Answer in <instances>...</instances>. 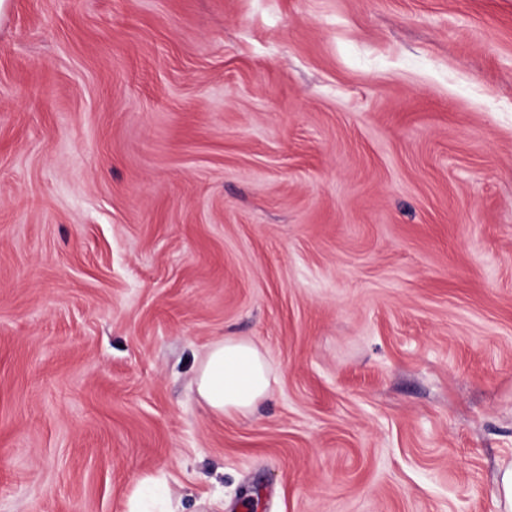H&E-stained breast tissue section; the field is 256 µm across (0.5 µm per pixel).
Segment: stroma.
I'll return each mask as SVG.
<instances>
[{
  "label": "stroma",
  "instance_id": "1",
  "mask_svg": "<svg viewBox=\"0 0 512 512\" xmlns=\"http://www.w3.org/2000/svg\"><path fill=\"white\" fill-rule=\"evenodd\" d=\"M10 3L0 512H499L512 0ZM272 364L251 340L224 336L216 340L198 365V397L216 417L248 416L272 391ZM152 482H163L154 477H145L131 494L127 501V512H179L178 504L173 500L170 494L162 495L158 500H153L148 503L143 499L141 494V487ZM150 504H159L160 508L156 510H148Z\"/></svg>",
  "mask_w": 512,
  "mask_h": 512
}]
</instances>
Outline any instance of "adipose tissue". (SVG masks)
Listing matches in <instances>:
<instances>
[{"label": "adipose tissue", "instance_id": "obj_1", "mask_svg": "<svg viewBox=\"0 0 512 512\" xmlns=\"http://www.w3.org/2000/svg\"><path fill=\"white\" fill-rule=\"evenodd\" d=\"M275 380L270 360L254 342L226 336L199 363L195 386L214 416H248L269 396Z\"/></svg>", "mask_w": 512, "mask_h": 512}]
</instances>
